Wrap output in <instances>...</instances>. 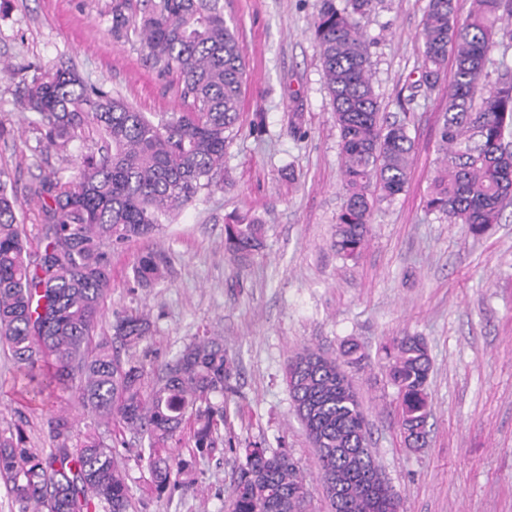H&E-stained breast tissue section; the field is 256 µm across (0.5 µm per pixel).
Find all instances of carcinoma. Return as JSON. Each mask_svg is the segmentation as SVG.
Listing matches in <instances>:
<instances>
[{
    "label": "carcinoma",
    "mask_w": 512,
    "mask_h": 512,
    "mask_svg": "<svg viewBox=\"0 0 512 512\" xmlns=\"http://www.w3.org/2000/svg\"><path fill=\"white\" fill-rule=\"evenodd\" d=\"M374 0H321L314 40L331 97L343 159L344 203L334 247L355 260L370 233L375 205L402 193L414 141L402 121H387L372 81L361 20ZM112 35L138 32L143 63L173 77L181 112H139L68 68L33 76L23 106L37 143L66 153L95 129L102 145L81 155L77 174L45 177L28 188L37 206L39 247L30 251L17 198L0 168V342L18 367L45 368L35 394L57 384L101 423L148 440V466L158 493L178 485L159 449L179 443L194 420L195 447L212 448L224 424V392L235 361L215 336H198L177 357L149 370L132 353L149 345L148 316L115 312L112 335L95 336L101 305L112 291V249L151 238L175 213L197 201L224 171V153L241 118L245 59L224 0H112ZM420 82L444 80L448 51L453 80L442 112L440 166L426 202L472 233L500 221L512 202V70L489 80L494 49L512 42V0H428L419 33ZM263 226L224 218V251L239 263L262 244ZM139 285L161 279L150 254L133 269ZM397 388L399 427L409 448L429 439L425 341L406 334L383 347ZM342 360L306 348L289 358L286 376L295 411L316 449L330 512H396L400 499L369 445L366 415L347 372L367 355L349 340ZM54 448H29L21 429L0 432V482L18 512H130L131 497L106 437H77L64 412L47 419ZM237 451L230 512H302L308 489L286 451L247 442Z\"/></svg>",
    "instance_id": "carcinoma-1"
}]
</instances>
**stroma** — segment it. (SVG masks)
Returning <instances> with one entry per match:
<instances>
[{
  "label": "stroma",
  "instance_id": "1",
  "mask_svg": "<svg viewBox=\"0 0 512 512\" xmlns=\"http://www.w3.org/2000/svg\"><path fill=\"white\" fill-rule=\"evenodd\" d=\"M109 0H11L0 13V166L11 178L26 224L36 210L26 194L36 178L76 166L36 145L25 85L35 70L74 69L141 112H177L180 99L142 64L136 33L116 39ZM320 0H224L243 45L242 128L224 155V183L152 238L112 253L113 288L99 321L139 310L154 324L155 363L193 338L218 336L238 373L226 393L236 441H265L297 462L310 496L305 512H328L316 452L296 416L288 360L303 348L338 356L347 339L368 361L352 383L369 422V446L399 494L403 512H512V205L498 224L474 235L426 209L440 163L437 151L447 87L416 82L427 0H376L363 21L381 110L407 119L414 152L408 184L376 206L357 261L333 241L344 202L339 132L333 118L313 18ZM237 212L264 226L262 248L239 264L224 253V217ZM156 253L161 280L139 287L132 266ZM423 337L432 362L429 444L406 447L396 388L382 347L403 334ZM23 369L0 347V430L22 426L31 448H52L46 420L65 410L75 434L97 429L61 387L31 397ZM136 512H228L240 458L224 446L200 451L191 435L167 449L180 485L157 493L129 433L107 431Z\"/></svg>",
  "mask_w": 512,
  "mask_h": 512
}]
</instances>
